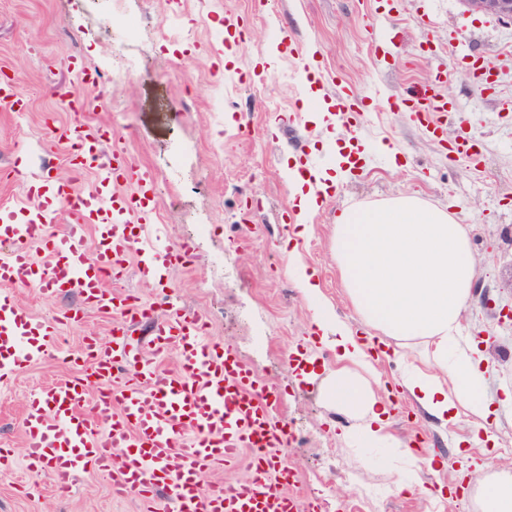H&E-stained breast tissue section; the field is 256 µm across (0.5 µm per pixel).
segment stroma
<instances>
[{"instance_id": "stroma-1", "label": "stroma", "mask_w": 512, "mask_h": 512, "mask_svg": "<svg viewBox=\"0 0 512 512\" xmlns=\"http://www.w3.org/2000/svg\"><path fill=\"white\" fill-rule=\"evenodd\" d=\"M150 6L174 21L180 39H125V17ZM247 20V37L224 44L221 18ZM458 31L449 39V31ZM316 57L328 81L360 93L363 115L349 132L366 154L347 170L310 218L312 232L297 253L284 247L294 208L288 169L301 152L320 155L322 172L336 171V117L304 110L297 94V55ZM269 61L271 77L239 82L255 60ZM106 76L119 68L131 82L107 97L92 95L83 112L67 96L75 67ZM448 72L440 94L455 105L447 138L438 142L387 102L436 69ZM0 83L12 84L25 111L0 105V205L20 198L51 159V180L69 176L65 155L75 125L111 132L106 150L123 151L152 171L158 228L169 243L188 242L191 260L164 271L163 287L141 280L137 253L123 278L107 288L146 302L175 298L179 310L210 321L213 343L232 348L261 381L280 394L279 421L292 434L284 459L296 474L292 492L318 501L321 512H479L484 472L470 457L512 462V26L465 12L459 0H393L390 13L376 0H0ZM460 136L473 137L478 165L455 160ZM454 214L468 232L474 278L488 303L472 299L461 334L484 357V391L495 405L496 446L466 412L449 421L429 416L395 385L409 366H423V342L375 362L388 406L390 432L403 445H372L355 419L323 393L336 370V353L314 340L313 319L329 307L353 331L366 326L343 284L330 249L337 216L399 197ZM263 200L253 212L251 200ZM317 268L321 295L304 294L296 268ZM15 299L41 319L77 308L76 294L42 296L16 288ZM112 319L88 312L62 326L63 339L43 359L16 374L0 395V447L14 449L0 464V512H144L120 497L109 474H79L57 494L43 469L38 494H29L25 461L16 452L22 410L35 391L78 375L74 363L84 337L108 340ZM367 490L380 499L364 498Z\"/></svg>"}]
</instances>
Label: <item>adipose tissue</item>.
<instances>
[{"label": "adipose tissue", "instance_id": "1", "mask_svg": "<svg viewBox=\"0 0 512 512\" xmlns=\"http://www.w3.org/2000/svg\"><path fill=\"white\" fill-rule=\"evenodd\" d=\"M331 249L346 291L382 346L427 344L433 369L413 367L400 386L431 416L445 421L466 410L489 429L493 403L483 391L479 352L460 342L472 297L475 259L464 225L414 197L339 215ZM315 329L332 330L339 364L327 396L359 419L366 440L391 441L387 410L372 392L373 365L351 329L319 310ZM482 512H512V469L495 468L480 488Z\"/></svg>", "mask_w": 512, "mask_h": 512}]
</instances>
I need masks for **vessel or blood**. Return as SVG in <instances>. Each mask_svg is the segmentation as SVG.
Instances as JSON below:
<instances>
[{
    "mask_svg": "<svg viewBox=\"0 0 512 512\" xmlns=\"http://www.w3.org/2000/svg\"><path fill=\"white\" fill-rule=\"evenodd\" d=\"M300 92L322 90L324 76L310 59L300 61ZM442 75L407 87L398 108L411 112L434 138L443 137L453 103L437 92ZM103 133L77 125L67 161L72 172H94L96 189L74 181L31 182L38 207L17 204L0 219V384L44 358L60 340L62 320L34 318L4 287L41 294L77 293L101 313L121 311L108 341L87 338L79 356L83 377L30 395L24 410V457L29 472L51 466L56 488L68 493L78 472L111 473L115 494L140 498L146 512L164 502L166 512H318L285 489L292 479L281 450L289 435L276 418L279 395L261 382L230 348L209 341L198 314H160L138 298L105 290V277H122L132 244L138 271L148 276L184 265L189 244L174 247L151 234L157 188L153 175L121 151L103 160ZM69 214L62 236L49 235L59 211ZM98 239L88 245L87 231ZM177 353L176 370L161 362ZM96 393H89L88 381ZM253 453L252 475L238 482L204 484L219 464Z\"/></svg>",
    "mask_w": 512,
    "mask_h": 512,
    "instance_id": "obj_1",
    "label": "vessel or blood"
}]
</instances>
